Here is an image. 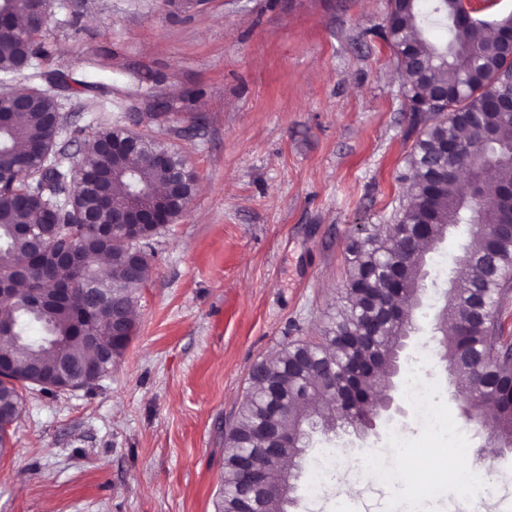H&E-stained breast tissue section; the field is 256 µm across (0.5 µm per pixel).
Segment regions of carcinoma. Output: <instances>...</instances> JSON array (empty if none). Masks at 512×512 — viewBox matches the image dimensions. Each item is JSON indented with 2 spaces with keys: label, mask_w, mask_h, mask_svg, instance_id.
<instances>
[{
  "label": "carcinoma",
  "mask_w": 512,
  "mask_h": 512,
  "mask_svg": "<svg viewBox=\"0 0 512 512\" xmlns=\"http://www.w3.org/2000/svg\"><path fill=\"white\" fill-rule=\"evenodd\" d=\"M458 0H389L383 39L406 80L412 127L420 128L408 155L410 198L398 224L379 237L361 228L346 245L348 277L336 311L321 336L284 343L273 359L256 363L235 421L224 435L223 489L216 512H287L279 486L272 482L244 496L241 472L253 460L268 464L256 431L294 436L316 421L325 432L352 422L366 426L392 388L405 326L391 321L394 300L421 302L419 284L427 248L439 243L452 224H467L480 248L464 253L465 273L453 280L440 314L441 354L464 405L491 406L482 421L502 448L512 449V346L498 332L499 300L512 289V122L501 115L498 100L512 97V57L485 36L484 22L460 21ZM42 22L25 19L20 27H0V73L13 76L30 60L31 80L66 93L86 86L71 71L42 70L36 60L49 54L38 39ZM56 97L40 92L27 112L9 113L0 124V277L17 288L9 316L0 318V334L14 336L18 349L9 374L0 379V454L20 413L18 385L35 384L38 371L64 369L63 383L87 388L95 383L85 365L94 360L106 373L135 333L129 316L136 292L150 279V265L130 262L132 252L149 245L134 240L112 208L100 204L88 179L76 188L70 178L72 157L57 149L63 127ZM452 141L466 151L445 153ZM168 164L150 161L156 153ZM489 156L488 176L506 189L490 207L480 208L453 190L448 162L471 164ZM183 156L147 137L136 154L106 151L90 159L106 178L115 200L130 196L127 184L159 187L184 167ZM66 203L45 216L40 197ZM94 211L96 224L78 223ZM41 237L45 251L32 243ZM69 249L84 258L59 266L56 251ZM69 284L66 303L42 310L34 300L50 299ZM124 317L122 340L103 352L88 336H112V323ZM375 327V336L362 332ZM39 335L31 337L32 327Z\"/></svg>",
  "instance_id": "1"
}]
</instances>
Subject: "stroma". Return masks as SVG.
I'll return each instance as SVG.
<instances>
[{"label": "stroma", "instance_id": "1", "mask_svg": "<svg viewBox=\"0 0 512 512\" xmlns=\"http://www.w3.org/2000/svg\"><path fill=\"white\" fill-rule=\"evenodd\" d=\"M388 0H54L45 69L112 90L61 101L59 144L78 155L104 127L180 152L197 187L155 234L136 333L89 388H21L0 455V512H215L224 430L250 368L319 336L358 227L382 234L408 202L415 140L403 77L380 36ZM472 238L429 250L431 289L391 390L397 412L364 434H311L288 512H512V452L456 397L433 333ZM440 449L409 469L399 449ZM392 483L374 481L375 465ZM481 484L462 492L460 474ZM441 480V497L424 487Z\"/></svg>", "mask_w": 512, "mask_h": 512}]
</instances>
